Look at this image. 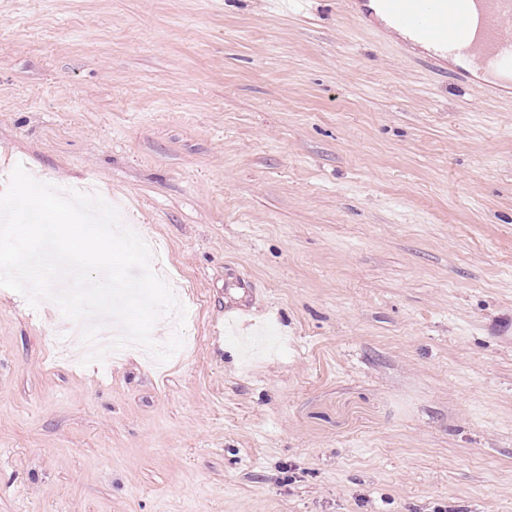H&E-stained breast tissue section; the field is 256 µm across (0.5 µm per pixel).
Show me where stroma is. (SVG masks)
Here are the masks:
<instances>
[{
	"label": "stroma",
	"mask_w": 512,
	"mask_h": 512,
	"mask_svg": "<svg viewBox=\"0 0 512 512\" xmlns=\"http://www.w3.org/2000/svg\"><path fill=\"white\" fill-rule=\"evenodd\" d=\"M19 163L195 301L75 366L0 287V512H512V98L339 0H0Z\"/></svg>",
	"instance_id": "stroma-1"
}]
</instances>
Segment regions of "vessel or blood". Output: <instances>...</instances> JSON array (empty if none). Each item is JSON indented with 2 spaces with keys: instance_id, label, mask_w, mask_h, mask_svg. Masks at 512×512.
Wrapping results in <instances>:
<instances>
[{
  "instance_id": "b4317fda",
  "label": "vessel or blood",
  "mask_w": 512,
  "mask_h": 512,
  "mask_svg": "<svg viewBox=\"0 0 512 512\" xmlns=\"http://www.w3.org/2000/svg\"><path fill=\"white\" fill-rule=\"evenodd\" d=\"M346 12L377 34L401 33L400 53L420 54L434 71L453 69L459 81L489 98L512 96V0H378L370 19L365 0H342Z\"/></svg>"
}]
</instances>
